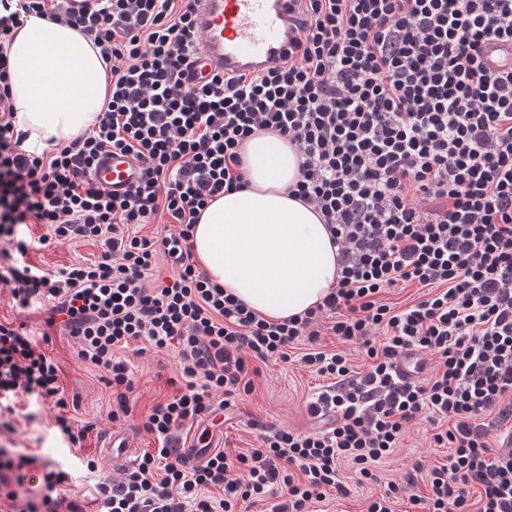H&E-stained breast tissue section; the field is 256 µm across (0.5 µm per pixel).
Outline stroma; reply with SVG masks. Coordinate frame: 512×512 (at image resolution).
Returning <instances> with one entry per match:
<instances>
[{
  "instance_id": "35a3bbf8",
  "label": "stroma",
  "mask_w": 512,
  "mask_h": 512,
  "mask_svg": "<svg viewBox=\"0 0 512 512\" xmlns=\"http://www.w3.org/2000/svg\"><path fill=\"white\" fill-rule=\"evenodd\" d=\"M103 250L104 246L99 241L67 242L48 250L29 252L27 259L33 265L54 270L97 260ZM45 318L44 310L36 306L19 311L9 289L0 287V323L25 321L36 338L42 333H50L51 340L45 349L60 367L61 385L67 398L77 401L76 406L68 408L67 415L75 428L86 429V437L79 446L62 441L54 424L56 408L44 406L36 410L27 398L22 397L13 416L15 430L11 433L0 431V447L32 453L40 458L39 469L31 471L19 487L20 497L40 495L43 468L53 469L69 464L73 467V482L69 486L71 495L81 497L86 512H99L100 505L95 501L94 491L96 479L122 475L121 470L113 467L111 459L103 453L100 447L103 437L117 429L126 432L132 445L140 450L157 447L156 437L139 429L138 424L141 414L173 393L172 382L180 377L178 358L172 352L138 354L139 344L135 341L115 350V358L127 362L129 376L134 383L133 414L112 422L108 419L112 408L111 388L105 386L96 367L79 357L75 340L60 327H47ZM324 383L323 377L298 364H262L254 390L242 395L235 403L222 434L213 441L214 448L244 452L255 446L261 430L293 428L305 431L314 428V421L306 413V403ZM32 410L37 413L36 419L26 420V413ZM430 436V426L426 421L415 422L399 448L375 465L376 481L352 485L350 496L342 500L337 499L335 493H328L322 504L324 512H365L368 503L379 496L388 483L400 482L406 473L412 471L415 463H422L427 468L444 461L447 449L431 447ZM86 457L98 458L100 471L97 477H88L83 468L77 467V459Z\"/></svg>"
}]
</instances>
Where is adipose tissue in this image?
<instances>
[{
	"instance_id": "ef3b65f1",
	"label": "adipose tissue",
	"mask_w": 512,
	"mask_h": 512,
	"mask_svg": "<svg viewBox=\"0 0 512 512\" xmlns=\"http://www.w3.org/2000/svg\"><path fill=\"white\" fill-rule=\"evenodd\" d=\"M0 49L9 60L10 96L26 150L41 153L47 137L68 142L93 126L110 82L93 41L32 15ZM242 155L249 184L203 209L193 228L195 259L262 317L303 314L335 286L337 249L319 214L289 194L301 157L286 139L256 133Z\"/></svg>"
}]
</instances>
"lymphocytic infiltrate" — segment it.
<instances>
[{
    "label": "lymphocytic infiltrate",
    "mask_w": 512,
    "mask_h": 512,
    "mask_svg": "<svg viewBox=\"0 0 512 512\" xmlns=\"http://www.w3.org/2000/svg\"><path fill=\"white\" fill-rule=\"evenodd\" d=\"M198 0H0V45L28 15L67 24L99 47L110 98L69 143L23 150L0 52V284L19 309L50 301L46 323L76 339L80 357L112 390L110 420L129 416L133 383L114 347L173 350L182 386L154 405L143 429L160 448L120 479L97 485L101 512H234L273 497L269 512H313L326 489L349 495L340 464L373 479V463L425 419L431 445L448 451L428 473L431 494L414 512H512V454L494 431L512 424V70L483 60L492 40L512 41V0H304L288 61L262 72L213 74L193 85ZM259 130L288 139L302 157L294 194L319 211L338 248L337 284L314 309L264 319L197 267L191 233L214 198L247 183L241 143ZM142 165L125 193L88 172L106 153ZM174 232L153 241L126 227L155 216ZM52 231L32 239L25 228ZM100 239L98 260L58 270L29 251ZM172 281L148 285L156 256ZM423 297L405 308L383 290L406 283ZM370 359L314 348L322 331ZM300 362L329 383L307 402L313 431L280 429L250 453L219 449L189 463L175 433L209 413L215 394L251 392V364ZM435 363L422 378L396 370L406 354ZM53 404L60 436L77 444L63 410L59 367L26 332L0 324V427L19 396ZM39 458L0 448V495ZM64 469L42 475L39 499L19 512H84L64 497ZM222 498L206 496L208 487Z\"/></svg>",
    "instance_id": "f902f5d3"
}]
</instances>
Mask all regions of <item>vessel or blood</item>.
Segmentation results:
<instances>
[{
  "label": "vessel or blood",
  "instance_id": "1",
  "mask_svg": "<svg viewBox=\"0 0 512 512\" xmlns=\"http://www.w3.org/2000/svg\"><path fill=\"white\" fill-rule=\"evenodd\" d=\"M299 21L294 0H199L196 25L202 37L194 50V81L279 64L292 47ZM484 59L493 68L511 67L512 43H490ZM140 168L136 159L115 154L100 157L91 174L98 186L119 193L138 180ZM102 445L117 465H131L138 454L120 433H108Z\"/></svg>",
  "mask_w": 512,
  "mask_h": 512
}]
</instances>
